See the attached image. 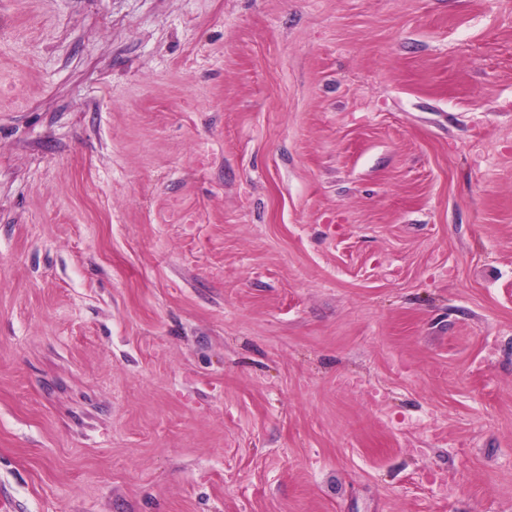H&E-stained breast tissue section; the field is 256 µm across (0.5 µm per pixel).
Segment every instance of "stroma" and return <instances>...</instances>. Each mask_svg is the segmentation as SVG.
<instances>
[{
    "instance_id": "obj_1",
    "label": "stroma",
    "mask_w": 512,
    "mask_h": 512,
    "mask_svg": "<svg viewBox=\"0 0 512 512\" xmlns=\"http://www.w3.org/2000/svg\"><path fill=\"white\" fill-rule=\"evenodd\" d=\"M0 512H512V0H0Z\"/></svg>"
}]
</instances>
